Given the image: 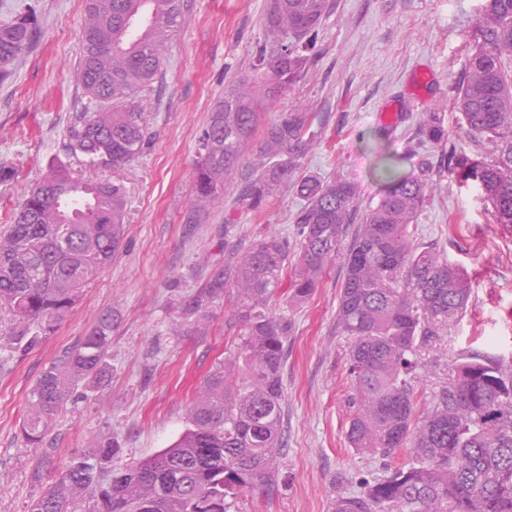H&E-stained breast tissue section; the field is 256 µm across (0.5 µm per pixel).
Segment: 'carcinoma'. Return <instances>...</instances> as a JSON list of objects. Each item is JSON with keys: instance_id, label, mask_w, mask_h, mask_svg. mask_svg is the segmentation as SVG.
<instances>
[{"instance_id": "cac0c4a2", "label": "carcinoma", "mask_w": 512, "mask_h": 512, "mask_svg": "<svg viewBox=\"0 0 512 512\" xmlns=\"http://www.w3.org/2000/svg\"><path fill=\"white\" fill-rule=\"evenodd\" d=\"M181 0H86L77 77L83 97L99 106L76 114L68 149L114 172L150 140L147 114L136 96L161 74L163 50L175 35ZM328 0H271L267 40L256 51L255 79L241 78L212 112L195 165V207L224 195V177L262 120L258 95L271 98L298 82L313 51ZM32 19L0 26V79L34 43ZM453 107L478 153L453 156L452 170L476 182L496 223L512 232V0H483ZM313 136L303 112L265 126L264 152L277 160L255 170L245 188L259 209L273 183L289 180L302 197L294 217L299 236L295 280L282 291L285 241L269 236L211 275L190 311L229 294L240 327L229 363L202 379L189 426L168 447L123 468L106 439L70 458L29 512H228L229 500L273 487V460L282 448V366L290 325L273 309L284 296L308 299L330 259L345 253L337 326L350 340L354 389L350 447L390 457L409 449L412 463L394 467L362 492L336 499L335 512H512V356L471 353L455 376L417 413L412 384L421 339L463 314L471 281L434 247L414 240L426 180L405 175L386 158L376 170L385 184L350 244L356 188L346 180L292 179L296 159ZM123 186L96 183L52 165L0 232V301L35 328L20 342L45 339L76 305L94 277L112 262L123 236ZM112 314L100 317L78 342L44 368L29 392L21 433L43 447L75 386L111 377Z\"/></svg>"}]
</instances>
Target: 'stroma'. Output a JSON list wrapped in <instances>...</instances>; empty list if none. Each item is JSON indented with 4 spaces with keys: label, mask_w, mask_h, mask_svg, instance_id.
<instances>
[{
    "label": "stroma",
    "mask_w": 512,
    "mask_h": 512,
    "mask_svg": "<svg viewBox=\"0 0 512 512\" xmlns=\"http://www.w3.org/2000/svg\"><path fill=\"white\" fill-rule=\"evenodd\" d=\"M268 4L184 0L180 27L164 50L163 76L141 99L151 140L113 172L66 151V130L84 109L77 70L85 0H0V24L29 12L37 32L35 46L0 80V161L14 171L0 182V216L18 208L58 161L88 178L119 180L126 195L119 251L49 338L18 353L14 339L29 330L0 305V512H28L43 490L32 479L42 451L20 432L31 387L102 314L112 316V380L93 390L77 386L53 422L51 473L106 438L120 448L118 465L172 443L189 424L203 376L238 333L228 325L227 297L195 313L190 304L216 269L260 238L287 239L289 256H296L293 216L302 201L289 183H277L259 210L242 195L265 159L259 135L226 180L223 200L200 223L187 221L200 139L232 82L252 74ZM481 6L482 0H330L303 77L262 103L267 122L284 112L309 113L316 136L298 175L354 183L359 212L383 194L374 170L386 155L397 156L405 174L428 180L419 239L462 266L473 288L463 315L436 326L418 347L413 385L422 409L447 385L458 358L489 349L512 355V234L496 224L478 187L459 183L448 170L449 149L476 153L458 134L452 98ZM385 110L396 114L394 125L382 121ZM434 118L445 133L438 142L427 135ZM344 274L343 258H335L303 304L275 309L290 322L276 486L269 495L241 493L230 512H334L337 496L359 492L385 472V458L357 453L346 439L350 342L336 326Z\"/></svg>",
    "instance_id": "stroma-1"
}]
</instances>
